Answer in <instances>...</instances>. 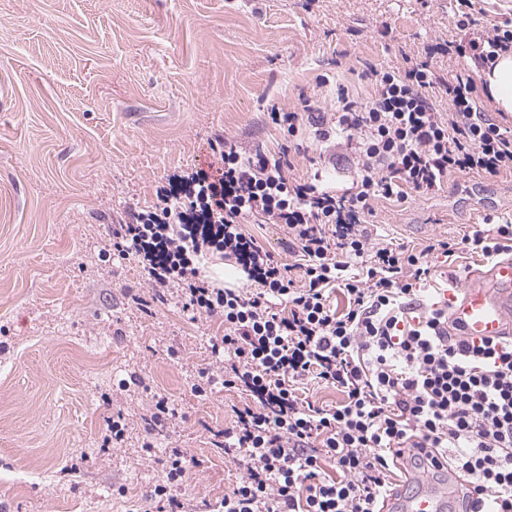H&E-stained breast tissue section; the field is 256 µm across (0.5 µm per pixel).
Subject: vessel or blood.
Returning a JSON list of instances; mask_svg holds the SVG:
<instances>
[{"mask_svg":"<svg viewBox=\"0 0 512 512\" xmlns=\"http://www.w3.org/2000/svg\"><path fill=\"white\" fill-rule=\"evenodd\" d=\"M448 333L473 341L512 335V257L471 270L448 305ZM453 480L387 500L388 512H447Z\"/></svg>","mask_w":512,"mask_h":512,"instance_id":"obj_1","label":"vessel or blood"}]
</instances>
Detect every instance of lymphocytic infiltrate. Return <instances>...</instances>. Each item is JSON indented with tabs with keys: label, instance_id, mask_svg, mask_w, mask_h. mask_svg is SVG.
Returning a JSON list of instances; mask_svg holds the SVG:
<instances>
[{
	"label": "lymphocytic infiltrate",
	"instance_id": "f902f5d3",
	"mask_svg": "<svg viewBox=\"0 0 512 512\" xmlns=\"http://www.w3.org/2000/svg\"><path fill=\"white\" fill-rule=\"evenodd\" d=\"M509 49L512 30L497 27L457 54L484 65ZM367 75L368 101L341 86L334 112L305 91L293 108L270 110L289 140L311 126L345 148L351 187L295 177L288 149L247 152L224 140L216 175L170 176L157 205L112 231L113 253L137 259L153 299L177 292L185 311L224 323L211 340L216 362L194 386L204 397L223 388L246 396L223 432L240 475L214 512H383L403 462L423 478L445 466L466 480V512H512V338L449 335L444 308L410 322L428 255L453 256L454 245L398 249L366 228L374 200L435 195L457 172L511 174L512 136L487 119L469 69L448 84L426 63ZM253 221L285 228L295 262L248 233ZM461 242L488 258L511 252L512 224L469 225ZM213 251L235 261L242 285L212 284ZM309 383L336 387L342 401L316 405L301 395ZM325 459L336 477H321ZM191 463L179 448L161 462L154 494L176 512Z\"/></svg>",
	"mask_w": 512,
	"mask_h": 512
}]
</instances>
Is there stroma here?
Instances as JSON below:
<instances>
[{
    "instance_id": "1",
    "label": "stroma",
    "mask_w": 512,
    "mask_h": 512,
    "mask_svg": "<svg viewBox=\"0 0 512 512\" xmlns=\"http://www.w3.org/2000/svg\"><path fill=\"white\" fill-rule=\"evenodd\" d=\"M512 26V0H0V512H168L153 489L167 449L196 461L177 495L207 512L239 470L214 445L241 392L200 397L215 318L152 291L137 260L112 254L114 224L157 202L168 175L215 173L213 145L279 150L271 105L328 77L368 99L366 64L428 61L451 80L448 43ZM293 173L352 183L339 148L307 133ZM368 229L428 257L422 311L463 285L483 256L469 225L512 224V175L459 172L432 197L377 200ZM174 414L148 429L155 398ZM126 426L105 448L106 421Z\"/></svg>"
}]
</instances>
